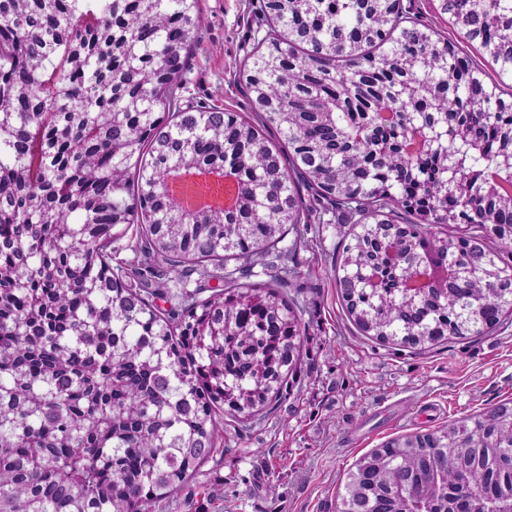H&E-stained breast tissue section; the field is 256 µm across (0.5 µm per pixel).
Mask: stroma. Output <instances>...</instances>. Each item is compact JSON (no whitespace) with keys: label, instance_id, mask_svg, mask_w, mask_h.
Returning a JSON list of instances; mask_svg holds the SVG:
<instances>
[{"label":"stroma","instance_id":"obj_1","mask_svg":"<svg viewBox=\"0 0 512 512\" xmlns=\"http://www.w3.org/2000/svg\"><path fill=\"white\" fill-rule=\"evenodd\" d=\"M258 3L199 0L204 31L185 74L189 94L250 113L241 64L263 24ZM402 7L512 94V78H500L479 44L463 38L441 0H402ZM336 243L335 225L323 224L299 251L309 335L293 398L255 423L225 418L219 454L162 512H336L348 470L371 449L512 403V324L422 352L367 340L336 292ZM272 473L273 498L264 492Z\"/></svg>","mask_w":512,"mask_h":512}]
</instances>
